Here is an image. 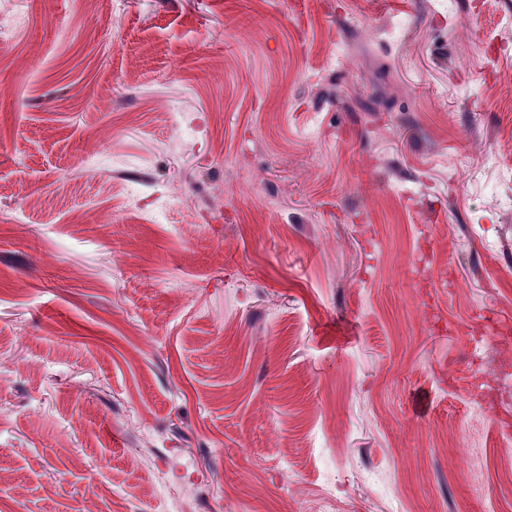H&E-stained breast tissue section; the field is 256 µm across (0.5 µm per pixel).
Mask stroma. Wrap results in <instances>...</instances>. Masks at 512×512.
<instances>
[{"label":"stroma","instance_id":"obj_1","mask_svg":"<svg viewBox=\"0 0 512 512\" xmlns=\"http://www.w3.org/2000/svg\"><path fill=\"white\" fill-rule=\"evenodd\" d=\"M509 77L512 0H0V512H512Z\"/></svg>","mask_w":512,"mask_h":512}]
</instances>
